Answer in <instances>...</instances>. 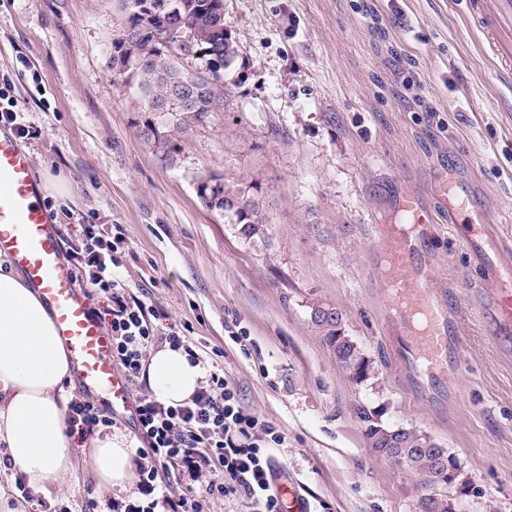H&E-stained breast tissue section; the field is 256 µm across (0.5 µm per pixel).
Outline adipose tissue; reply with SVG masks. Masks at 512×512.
I'll return each mask as SVG.
<instances>
[{
	"label": "adipose tissue",
	"mask_w": 512,
	"mask_h": 512,
	"mask_svg": "<svg viewBox=\"0 0 512 512\" xmlns=\"http://www.w3.org/2000/svg\"><path fill=\"white\" fill-rule=\"evenodd\" d=\"M7 261L0 254V445L31 486H61L73 469L62 390L70 353L38 289L6 270ZM143 378L157 400L176 405L195 393L204 372L183 350L165 346L151 353ZM132 446L120 433L96 439L92 461L101 491L128 487Z\"/></svg>",
	"instance_id": "ef3b65f1"
}]
</instances>
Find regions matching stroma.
<instances>
[{"mask_svg": "<svg viewBox=\"0 0 512 512\" xmlns=\"http://www.w3.org/2000/svg\"><path fill=\"white\" fill-rule=\"evenodd\" d=\"M120 20L114 0H0V87L39 132L20 145L40 202L62 225L70 212L124 225L130 283L221 350L243 407L285 433L275 467L312 512H415L414 479L366 444L362 403L459 459L465 480L446 490L459 512H512V337L495 333L469 248L476 208L486 232L512 236V81L498 79L462 0H224L240 47L224 113L178 136L169 165L109 64ZM208 171L261 183L267 240L243 242L201 207L193 178ZM408 194L435 212V282L455 287L448 383L411 368L387 330L378 227L405 221ZM317 302L342 313L369 380L339 367L311 322ZM73 455L67 485L26 501L0 447V512L104 504L91 448L74 440Z\"/></svg>", "mask_w": 512, "mask_h": 512, "instance_id": "35a3bbf8", "label": "stroma"}]
</instances>
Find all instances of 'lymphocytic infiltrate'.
<instances>
[{
    "label": "lymphocytic infiltrate",
    "mask_w": 512,
    "mask_h": 512,
    "mask_svg": "<svg viewBox=\"0 0 512 512\" xmlns=\"http://www.w3.org/2000/svg\"><path fill=\"white\" fill-rule=\"evenodd\" d=\"M67 230L64 241L77 281L99 294L96 317L129 384H136L151 351L163 343L184 350L205 372L203 385L182 405L137 395L135 490L108 499L106 512H210L216 497L244 500L249 512H282L283 499L272 490L275 468L267 449L283 446V433L241 406L237 386L206 346L192 341L188 324L132 292L125 277L123 225L97 224L79 213ZM65 424L83 439L112 427L114 418L75 398L67 405Z\"/></svg>",
    "instance_id": "1"
}]
</instances>
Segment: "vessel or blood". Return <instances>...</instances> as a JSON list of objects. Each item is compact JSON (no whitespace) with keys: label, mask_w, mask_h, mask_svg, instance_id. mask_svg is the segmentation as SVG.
<instances>
[{"label":"vessel or blood","mask_w":512,"mask_h":512,"mask_svg":"<svg viewBox=\"0 0 512 512\" xmlns=\"http://www.w3.org/2000/svg\"><path fill=\"white\" fill-rule=\"evenodd\" d=\"M500 73L512 74V0H465ZM32 157L0 130V253L7 254L47 302L57 334L74 355L76 374L90 392L107 396L112 413L130 405L129 384L112 365L111 340L90 312L72 266L60 259V230L39 201ZM408 221L379 227V248L388 260L387 286L396 317L409 336V351L423 369L448 377V326L453 306L447 289L433 287L436 267L423 248L422 229L433 214L415 195L401 204ZM473 252L494 275V323L512 330V244L501 241Z\"/></svg>","instance_id":"vessel-or-blood-1"}]
</instances>
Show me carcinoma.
Here are the masks:
<instances>
[{"mask_svg":"<svg viewBox=\"0 0 512 512\" xmlns=\"http://www.w3.org/2000/svg\"><path fill=\"white\" fill-rule=\"evenodd\" d=\"M122 21L110 37L112 51L127 58L132 79L148 113L142 123L147 143L160 153V160H173L178 150L172 134L187 133L215 120L224 111L228 89L224 71L239 56L237 42L224 29V0H179L172 12L166 0H118ZM167 105L160 115L164 127L155 132L152 108ZM210 197L200 205L213 212L239 208L238 236L246 242L268 238L269 222L264 213L262 185L255 180L243 185L219 172ZM311 309L330 310L332 316L311 318L336 363L350 380L361 383L370 378V364L361 349L345 333L341 314L330 304L317 302ZM364 426V437L371 452L409 474L424 491L416 512H448V497L435 501L434 484L448 482V468L461 469L457 457L431 436L416 429L385 425L377 410L365 405L354 407Z\"/></svg>","mask_w":512,"mask_h":512,"instance_id":"obj_1","label":"carcinoma"}]
</instances>
